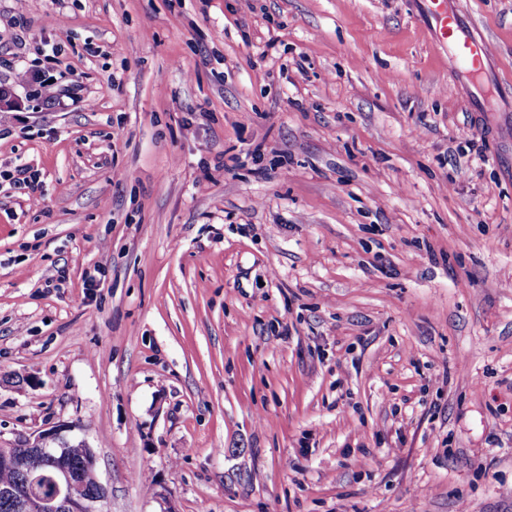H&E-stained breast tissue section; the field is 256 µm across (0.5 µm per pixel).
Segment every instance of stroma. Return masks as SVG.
<instances>
[{"label":"stroma","mask_w":512,"mask_h":512,"mask_svg":"<svg viewBox=\"0 0 512 512\" xmlns=\"http://www.w3.org/2000/svg\"><path fill=\"white\" fill-rule=\"evenodd\" d=\"M0 84V448L71 424L104 512H512V131L421 0H0Z\"/></svg>","instance_id":"stroma-1"}]
</instances>
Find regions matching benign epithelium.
<instances>
[{"label": "benign epithelium", "mask_w": 512, "mask_h": 512, "mask_svg": "<svg viewBox=\"0 0 512 512\" xmlns=\"http://www.w3.org/2000/svg\"><path fill=\"white\" fill-rule=\"evenodd\" d=\"M71 431L72 426L61 424L33 435L20 448H0V468L23 473L20 482L0 488V497L20 512H102L108 497L102 482L91 495L78 472L53 464Z\"/></svg>", "instance_id": "7a95c632"}]
</instances>
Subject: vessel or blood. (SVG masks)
<instances>
[{"label": "vessel or blood", "instance_id": "1", "mask_svg": "<svg viewBox=\"0 0 512 512\" xmlns=\"http://www.w3.org/2000/svg\"><path fill=\"white\" fill-rule=\"evenodd\" d=\"M426 12L434 22V33L439 45L455 41L448 55L451 69L465 74L478 72L491 56L484 36L463 12H449L446 0H425Z\"/></svg>", "mask_w": 512, "mask_h": 512}]
</instances>
